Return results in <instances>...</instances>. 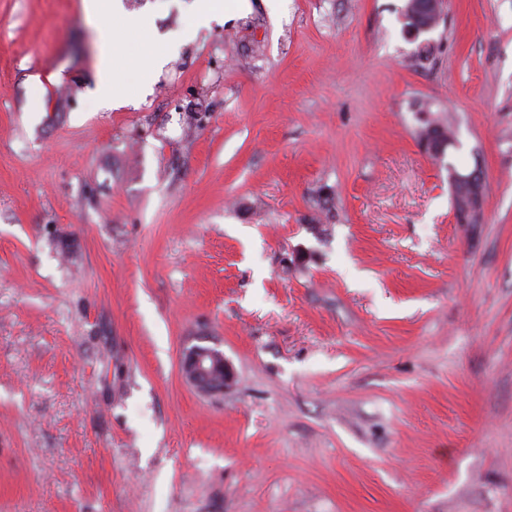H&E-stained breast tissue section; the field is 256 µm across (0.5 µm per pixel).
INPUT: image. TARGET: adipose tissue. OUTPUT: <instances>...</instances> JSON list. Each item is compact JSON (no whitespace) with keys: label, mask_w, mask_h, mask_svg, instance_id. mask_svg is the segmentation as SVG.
<instances>
[{"label":"adipose tissue","mask_w":512,"mask_h":512,"mask_svg":"<svg viewBox=\"0 0 512 512\" xmlns=\"http://www.w3.org/2000/svg\"><path fill=\"white\" fill-rule=\"evenodd\" d=\"M88 19L95 25L100 56L95 72L94 100L102 105L123 104L127 97L120 79L121 65L111 51L119 35L115 21L124 17L120 0H84Z\"/></svg>","instance_id":"obj_1"}]
</instances>
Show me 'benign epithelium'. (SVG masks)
I'll list each match as a JSON object with an SVG mask.
<instances>
[{
    "mask_svg": "<svg viewBox=\"0 0 512 512\" xmlns=\"http://www.w3.org/2000/svg\"><path fill=\"white\" fill-rule=\"evenodd\" d=\"M430 13V22L439 21L444 13L439 11V0H424L421 13L414 15L416 25L425 22L424 13ZM485 194L477 191L465 199L462 214H481L484 210ZM181 371L184 381L203 395L224 393L234 380V370L224 353L216 347L193 345L183 350Z\"/></svg>",
    "mask_w": 512,
    "mask_h": 512,
    "instance_id": "7a95c632",
    "label": "benign epithelium"
}]
</instances>
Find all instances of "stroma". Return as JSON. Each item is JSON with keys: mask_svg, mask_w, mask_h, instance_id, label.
<instances>
[{"mask_svg": "<svg viewBox=\"0 0 512 512\" xmlns=\"http://www.w3.org/2000/svg\"><path fill=\"white\" fill-rule=\"evenodd\" d=\"M405 3L248 0L143 97L187 3L122 0L116 108L83 0H0V512H512V0ZM416 119L418 121L417 137L419 143L426 148V152L428 153V149L431 145H434L436 148H440L441 150L440 158L437 155L428 153L429 157L435 163H439L447 168L449 177L451 176V172L460 173L452 162L448 161L445 163L448 149L456 147L457 143L455 131L452 125L448 122V118L441 113H434L429 109L421 108L416 113ZM470 172L467 174L460 173L461 176L453 173V180L460 182L478 181L480 184L484 182V176L481 172L480 166L477 165L471 174ZM184 381L203 395L223 394L234 380V370L218 348L193 345L183 350Z\"/></svg>", "mask_w": 512, "mask_h": 512, "instance_id": "35a3bbf8", "label": "stroma"}]
</instances>
